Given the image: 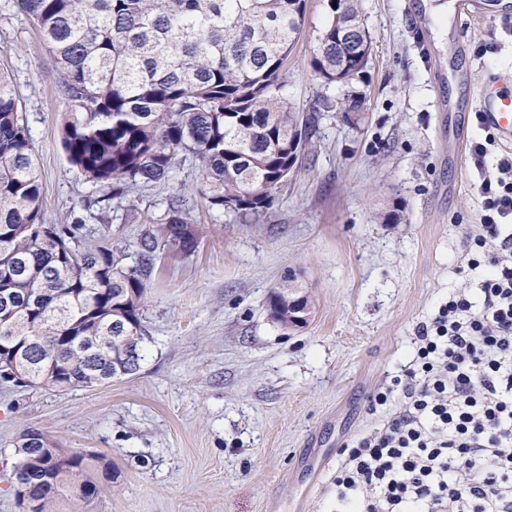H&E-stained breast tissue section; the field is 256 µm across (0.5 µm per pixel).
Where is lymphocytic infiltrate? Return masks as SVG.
Wrapping results in <instances>:
<instances>
[{"mask_svg":"<svg viewBox=\"0 0 512 512\" xmlns=\"http://www.w3.org/2000/svg\"><path fill=\"white\" fill-rule=\"evenodd\" d=\"M486 155L472 146L483 214L466 260L482 303L455 289L418 326L372 399L382 426L341 450L336 512H512V158L489 171Z\"/></svg>","mask_w":512,"mask_h":512,"instance_id":"lymphocytic-infiltrate-1","label":"lymphocytic infiltrate"}]
</instances>
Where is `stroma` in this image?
I'll return each mask as SVG.
<instances>
[{
	"mask_svg": "<svg viewBox=\"0 0 512 512\" xmlns=\"http://www.w3.org/2000/svg\"><path fill=\"white\" fill-rule=\"evenodd\" d=\"M448 2L440 42L419 25L423 0H360L372 53L343 87L310 67L327 12L307 0L283 95L300 112L323 96L336 106L260 219L206 211L188 163L109 201L111 237L128 253L173 199L199 246L156 263L137 374L63 392L0 384V512H20L11 471L27 427L109 464L112 489L86 512H334L342 445L383 418L373 395L411 359L417 326L478 282L456 272L480 228L477 173L452 148L486 133L452 103L469 85L498 94L488 73L512 72V0H484L465 23ZM0 70L22 104L43 219L64 222L95 189L61 147L62 74L17 0H0ZM351 95L360 110H341ZM291 274L315 309L284 329L266 305Z\"/></svg>",
	"mask_w": 512,
	"mask_h": 512,
	"instance_id": "1",
	"label": "stroma"
}]
</instances>
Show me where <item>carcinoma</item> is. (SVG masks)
Masks as SVG:
<instances>
[{"mask_svg":"<svg viewBox=\"0 0 512 512\" xmlns=\"http://www.w3.org/2000/svg\"><path fill=\"white\" fill-rule=\"evenodd\" d=\"M339 6L332 7L333 2ZM62 73L67 101L62 145L68 161L99 192L83 210L169 179L194 161L207 209L258 218L288 180V145L302 154L318 113L297 112L282 95L286 65L305 26L306 0H18ZM328 23L311 56L324 84L363 77L372 41L359 0H326ZM42 183L20 101L0 71V346L43 364L32 383L59 390L115 379L112 353L123 343L144 360L141 310L163 251L189 254L196 226L173 201L141 235L136 258L95 236L84 219L46 224ZM279 284L267 308L288 327ZM13 469L29 497L22 512H55L67 498L76 512L112 482L84 477L100 458L66 452L48 434L26 428Z\"/></svg>","mask_w":512,"mask_h":512,"instance_id":"carcinoma-1","label":"carcinoma"}]
</instances>
